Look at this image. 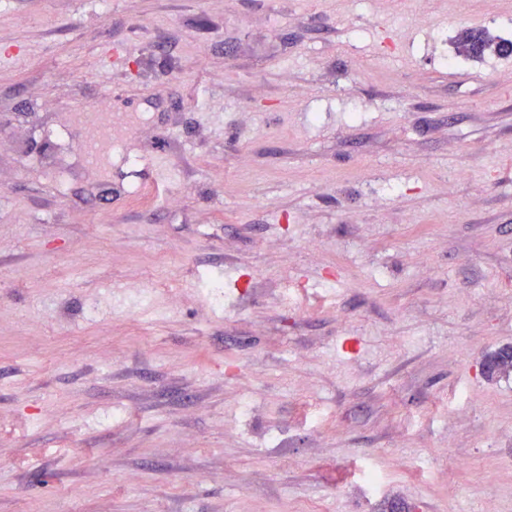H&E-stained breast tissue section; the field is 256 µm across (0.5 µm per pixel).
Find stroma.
Here are the masks:
<instances>
[{
  "label": "stroma",
  "instance_id": "1",
  "mask_svg": "<svg viewBox=\"0 0 512 512\" xmlns=\"http://www.w3.org/2000/svg\"><path fill=\"white\" fill-rule=\"evenodd\" d=\"M468 28L512 0H0V512H512V56ZM455 49L460 56L481 60L489 51L498 56L512 53V43L504 39L495 41L483 29H467L459 34L455 42ZM512 369V349L499 348L484 356L481 362V371L485 378L493 379L505 370Z\"/></svg>",
  "mask_w": 512,
  "mask_h": 512
}]
</instances>
